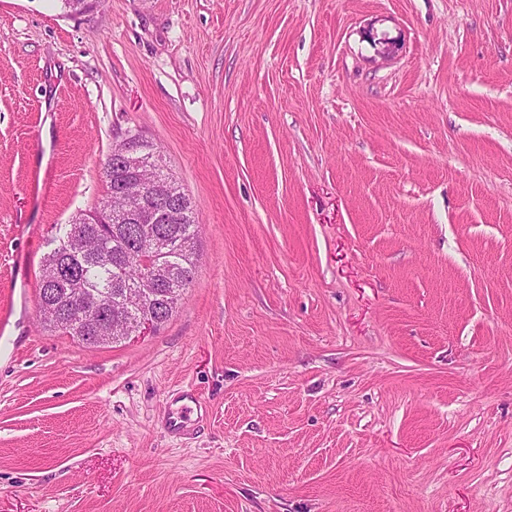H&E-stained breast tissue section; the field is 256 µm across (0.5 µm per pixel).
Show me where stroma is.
I'll list each match as a JSON object with an SVG mask.
<instances>
[{"label": "stroma", "mask_w": 512, "mask_h": 512, "mask_svg": "<svg viewBox=\"0 0 512 512\" xmlns=\"http://www.w3.org/2000/svg\"><path fill=\"white\" fill-rule=\"evenodd\" d=\"M128 133L199 262L89 348L39 271ZM0 512H512V0H0Z\"/></svg>", "instance_id": "35a3bbf8"}]
</instances>
